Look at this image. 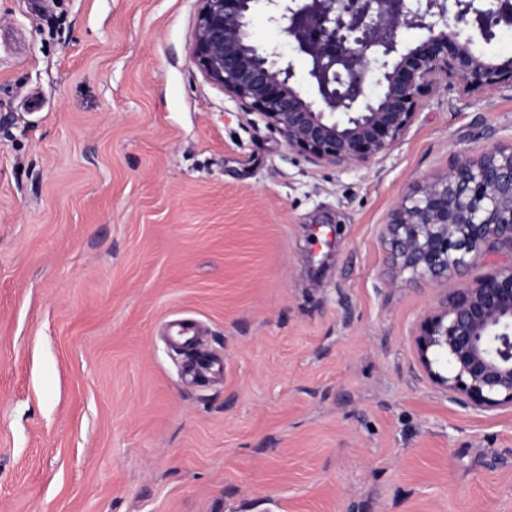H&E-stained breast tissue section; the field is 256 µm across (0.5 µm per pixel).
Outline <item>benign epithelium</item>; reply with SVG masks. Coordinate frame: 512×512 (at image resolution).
<instances>
[{"instance_id":"7a95c632","label":"benign epithelium","mask_w":512,"mask_h":512,"mask_svg":"<svg viewBox=\"0 0 512 512\" xmlns=\"http://www.w3.org/2000/svg\"><path fill=\"white\" fill-rule=\"evenodd\" d=\"M283 22L307 59L308 94L291 65L256 45L249 26L258 2ZM191 54L204 78L245 112L259 114L288 147L329 164L364 162L390 149L422 97L453 79L468 91L512 83V55L491 63L472 49L462 22L485 39L488 21H512V0H198ZM439 27L426 17H447ZM428 30L401 49L400 30ZM379 92L367 91L372 67ZM400 272L446 277L486 253L512 252V144L462 159L415 187L387 225ZM422 371L448 398L479 410L512 408V262L478 284L461 283L420 325Z\"/></svg>"}]
</instances>
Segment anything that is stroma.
<instances>
[{
    "instance_id": "1",
    "label": "stroma",
    "mask_w": 512,
    "mask_h": 512,
    "mask_svg": "<svg viewBox=\"0 0 512 512\" xmlns=\"http://www.w3.org/2000/svg\"><path fill=\"white\" fill-rule=\"evenodd\" d=\"M198 9L0 0V512H512V409L450 401L413 346L507 253L433 282L385 232L512 143V85L321 163L203 77ZM249 31L304 81L264 7Z\"/></svg>"
}]
</instances>
